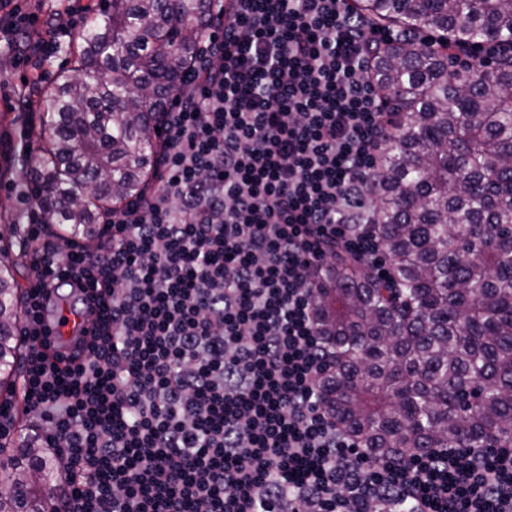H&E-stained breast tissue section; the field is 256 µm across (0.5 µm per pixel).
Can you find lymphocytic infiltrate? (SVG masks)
Segmentation results:
<instances>
[{
  "mask_svg": "<svg viewBox=\"0 0 512 512\" xmlns=\"http://www.w3.org/2000/svg\"><path fill=\"white\" fill-rule=\"evenodd\" d=\"M169 95L150 193L59 243L33 208L24 410L61 469L54 512H512V447L376 455L324 402L336 354L315 317L336 252L391 276L368 206L392 128L371 73L390 40L355 0H215ZM0 0L14 66L59 52ZM97 332L39 350L47 289Z\"/></svg>",
  "mask_w": 512,
  "mask_h": 512,
  "instance_id": "f902f5d3",
  "label": "lymphocytic infiltrate"
}]
</instances>
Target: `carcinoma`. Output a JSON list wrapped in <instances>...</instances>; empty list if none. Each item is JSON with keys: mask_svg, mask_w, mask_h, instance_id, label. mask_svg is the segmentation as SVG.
<instances>
[{"mask_svg": "<svg viewBox=\"0 0 512 512\" xmlns=\"http://www.w3.org/2000/svg\"><path fill=\"white\" fill-rule=\"evenodd\" d=\"M209 0H112L88 19L73 67L44 90L50 135L31 193L44 224L87 235L100 214L144 193L158 114L195 59ZM403 29L372 78L391 97L392 135L371 187L393 285L341 254L317 283L316 319L336 348L324 400L374 453L512 446V0H360ZM499 44L474 80L444 48ZM13 259L0 248V393L20 346ZM0 512H48L55 459L18 449Z\"/></svg>", "mask_w": 512, "mask_h": 512, "instance_id": "cac0c4a2", "label": "carcinoma"}]
</instances>
